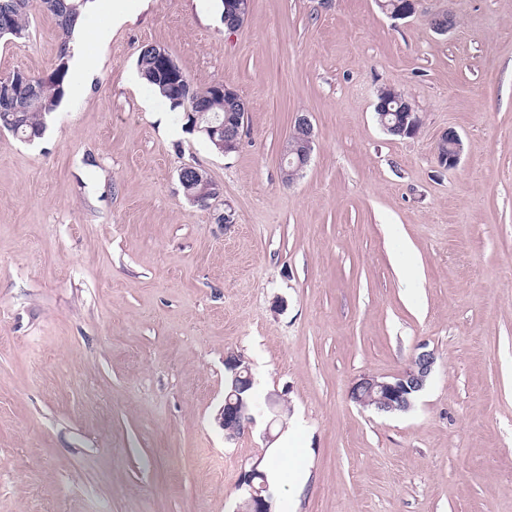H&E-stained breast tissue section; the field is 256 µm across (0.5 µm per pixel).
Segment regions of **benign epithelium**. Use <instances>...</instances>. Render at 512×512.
<instances>
[{
	"label": "benign epithelium",
	"mask_w": 512,
	"mask_h": 512,
	"mask_svg": "<svg viewBox=\"0 0 512 512\" xmlns=\"http://www.w3.org/2000/svg\"><path fill=\"white\" fill-rule=\"evenodd\" d=\"M250 0H226L224 12V26L229 31L239 29L249 13ZM382 10L395 19H403L415 10V0H399L390 7L380 4ZM155 61L161 72L171 78L182 76V70L171 54L163 47H154ZM211 91L215 95L234 99L237 102V112L220 121H202L195 117L189 130L204 134L221 151L230 154L237 151L248 115V107L238 98V94L231 88L222 84H214ZM378 122L389 135L413 136L420 126L418 112L411 109L407 112L386 111L385 101L379 100L375 106ZM296 130L300 132L297 138L288 139L283 146V159L288 161V168L284 174L289 180L296 176L308 164L313 144V127L307 115L299 116L295 121ZM463 152V142L459 134L452 128L443 132L439 141L437 160L444 168L456 167ZM180 182L187 186L202 184L210 181L208 173L200 168L187 166L180 170ZM435 364L434 353L424 350L418 353L410 366L401 373L390 377L364 376L357 380L350 389V398L362 407H371L380 412H395L410 407L412 394L421 391L430 377ZM226 367L232 373V384L224 396V404L219 410L217 420L220 428L225 432V438L232 440L244 429L256 421L280 402L278 398L267 397L264 406L259 411L244 410L243 393L250 391L254 386V379L250 368L243 360L231 356L226 360ZM239 486L244 488L251 504L252 512H273L272 498L266 475L259 469V464H253L250 469L240 475Z\"/></svg>",
	"instance_id": "1"
}]
</instances>
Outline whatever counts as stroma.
Listing matches in <instances>:
<instances>
[{"instance_id": "35a3bbf8", "label": "stroma", "mask_w": 512, "mask_h": 512, "mask_svg": "<svg viewBox=\"0 0 512 512\" xmlns=\"http://www.w3.org/2000/svg\"><path fill=\"white\" fill-rule=\"evenodd\" d=\"M132 0L44 136L0 131V512H236L238 477L270 473L279 512H512V0ZM455 19L448 34L435 14ZM63 38L34 11L0 40V77L50 73ZM249 107L222 154L145 84L142 46ZM421 125L392 137L380 89ZM311 160L283 179L299 115ZM464 143L437 162L441 133ZM205 169L212 207L178 173ZM232 209L235 223L215 217ZM411 408L357 406L352 384L419 350ZM284 395L227 440L228 355ZM303 448V483L273 478L272 437ZM221 3L223 6L225 3L224 26L229 31L239 29L249 13L250 0H221ZM463 152V142L459 134L452 128L443 132L439 141L437 160L444 168L456 167Z\"/></svg>"}]
</instances>
